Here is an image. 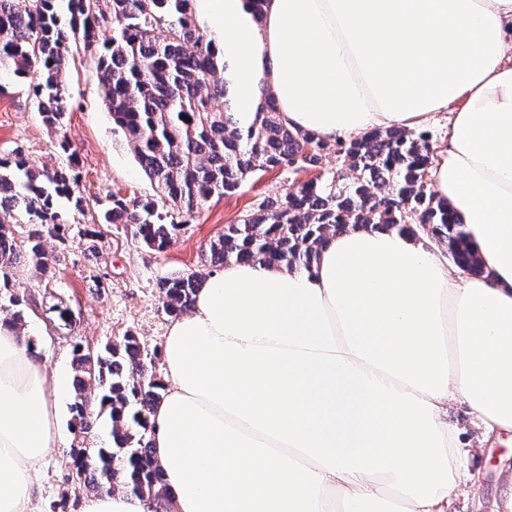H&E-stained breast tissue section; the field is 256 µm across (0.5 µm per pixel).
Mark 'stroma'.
<instances>
[{
	"label": "stroma",
	"mask_w": 512,
	"mask_h": 512,
	"mask_svg": "<svg viewBox=\"0 0 512 512\" xmlns=\"http://www.w3.org/2000/svg\"><path fill=\"white\" fill-rule=\"evenodd\" d=\"M97 55L73 45L66 63L68 110L61 130L42 123L33 104V76L13 77L0 85V155L22 149L35 165L58 168L74 164L83 210H69L65 241L48 239L59 260L52 278L42 282L31 273L17 280L18 294L32 298L24 330L39 346L48 376H72L74 345L97 349L126 333L139 337L149 351H161L172 322L159 300L160 282L199 271L210 241L225 225L256 209L269 196H283L307 181L304 173L283 170L259 173L235 195L211 199L173 244L163 252L146 248L132 226L104 224L100 209L107 195L147 199L156 197L154 185L141 170L123 133L112 123L96 77ZM96 227L94 243L83 231ZM71 398L60 408V441L48 449L37 468L34 512H53L61 497L70 500V512H81L87 491L79 481H66L71 429ZM450 423L458 425L465 447L475 449L468 466L478 487L455 502L454 512H493V498L502 481V467L512 463V433L482 440L469 422L466 409L454 404Z\"/></svg>",
	"instance_id": "obj_1"
}]
</instances>
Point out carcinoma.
Listing matches in <instances>:
<instances>
[{
    "label": "carcinoma",
    "instance_id": "1",
    "mask_svg": "<svg viewBox=\"0 0 512 512\" xmlns=\"http://www.w3.org/2000/svg\"><path fill=\"white\" fill-rule=\"evenodd\" d=\"M0 0V73L38 76L37 112L58 127L67 111L64 70L70 45L98 49L96 73L112 123L125 135L160 200L111 196L107 224H133L144 245L162 252L180 234L173 213L194 218L211 198L231 195L248 178L269 169L321 168L336 154L339 167L321 173L283 198H265L257 209L210 243L205 265L231 261L309 271L329 236L349 225L428 232L446 244L452 263L485 274L463 224L448 202L428 190L433 148L425 131L375 129L327 142L294 130L281 117L271 92L250 123L239 118L224 82L226 62L196 23L193 0ZM65 9L68 24L59 22ZM106 24L112 36L98 43ZM224 100V109L213 101ZM72 169H38L20 151L0 157V309L9 323L25 326L27 299L15 293L19 272L53 274L57 255L45 241H66L68 221L57 200L77 210ZM26 224V232L16 229ZM205 274L166 278L160 286L165 312L176 318L192 309ZM154 357L127 333L94 351L74 347L75 399L71 471L91 492L119 487L146 502L149 512H168L163 475L152 456L150 415L164 385L151 371Z\"/></svg>",
    "mask_w": 512,
    "mask_h": 512
}]
</instances>
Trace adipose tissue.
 Wrapping results in <instances>:
<instances>
[{"instance_id": "obj_1", "label": "adipose tissue", "mask_w": 512, "mask_h": 512, "mask_svg": "<svg viewBox=\"0 0 512 512\" xmlns=\"http://www.w3.org/2000/svg\"><path fill=\"white\" fill-rule=\"evenodd\" d=\"M198 2L243 122L268 89L329 142L451 111L430 177L485 273L362 227L308 271L212 273L163 343L169 512H449L472 479L449 401L512 432V0ZM63 393L1 321L0 512H32Z\"/></svg>"}]
</instances>
